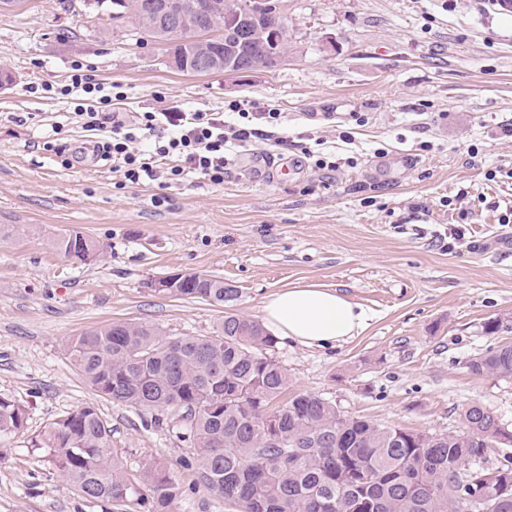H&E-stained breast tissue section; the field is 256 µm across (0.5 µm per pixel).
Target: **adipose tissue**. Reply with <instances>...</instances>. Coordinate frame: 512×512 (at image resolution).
<instances>
[{
    "mask_svg": "<svg viewBox=\"0 0 512 512\" xmlns=\"http://www.w3.org/2000/svg\"><path fill=\"white\" fill-rule=\"evenodd\" d=\"M262 313L265 327L280 338L315 348L346 342L364 330L367 320L360 305L318 284L272 293Z\"/></svg>",
    "mask_w": 512,
    "mask_h": 512,
    "instance_id": "ef3b65f1",
    "label": "adipose tissue"
}]
</instances>
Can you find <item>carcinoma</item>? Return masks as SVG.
I'll return each instance as SVG.
<instances>
[{
    "label": "carcinoma",
    "instance_id": "cac0c4a2",
    "mask_svg": "<svg viewBox=\"0 0 512 512\" xmlns=\"http://www.w3.org/2000/svg\"><path fill=\"white\" fill-rule=\"evenodd\" d=\"M271 22L278 0H229ZM60 255L92 260L72 234L53 238ZM224 280L190 274L173 295L217 304L239 299ZM276 336L259 321L230 313L210 336H170L139 323H112L71 338L67 350L99 396L139 411H170L188 441L197 484L231 512H482L458 479L481 469L512 430L479 404L462 408L464 431L430 433L344 414L307 392L287 400L288 370L275 357ZM474 376L512 377V344L466 363ZM24 408L0 396V437L25 423ZM39 448L56 475L83 497L115 512H168L183 494L170 466L129 467L112 447V428L90 405L54 421ZM483 490L492 512H512V457L495 462Z\"/></svg>",
    "mask_w": 512,
    "mask_h": 512
}]
</instances>
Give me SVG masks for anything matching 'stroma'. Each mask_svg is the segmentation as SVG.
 Listing matches in <instances>:
<instances>
[{
	"mask_svg": "<svg viewBox=\"0 0 512 512\" xmlns=\"http://www.w3.org/2000/svg\"><path fill=\"white\" fill-rule=\"evenodd\" d=\"M291 51L280 67L188 74L167 47L112 22L94 0H15L0 10V396L23 406L21 429L0 438V512H112L53 475L34 441L48 424L92 404L128 465L161 457L184 493L170 512H229L181 466L186 442L169 421L99 397L66 353L73 336L114 322L173 336L212 334L225 314L261 319L271 293L321 284L368 315L336 347L279 341L289 392L345 414L430 433L459 432L475 403L512 427V378L472 375L466 363L512 343V10L495 0H279ZM122 84L121 111L155 107L157 94L200 110L248 100L282 112L287 150L258 140L233 149L220 186L191 177L171 186L117 188L93 157L67 166L90 135L64 84L72 60ZM438 121H430V114ZM24 116V125L11 123ZM335 159L314 168L306 151ZM294 168L277 179L281 158ZM495 180H485L486 171ZM468 189L457 199L460 189ZM464 227L466 243L449 249ZM80 233L101 246L79 263L50 237ZM201 273L239 288L217 304L152 291L151 280ZM501 318L503 329L484 325Z\"/></svg>",
	"mask_w": 512,
	"mask_h": 512,
	"instance_id": "obj_1",
	"label": "stroma"
}]
</instances>
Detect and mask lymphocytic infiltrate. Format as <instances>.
<instances>
[{
	"label": "lymphocytic infiltrate",
	"instance_id": "f902f5d3",
	"mask_svg": "<svg viewBox=\"0 0 512 512\" xmlns=\"http://www.w3.org/2000/svg\"><path fill=\"white\" fill-rule=\"evenodd\" d=\"M62 96H77L74 117L87 131H104L108 137L94 142L96 158L111 162L113 172L123 182L177 184L191 175L201 176L214 185L224 182L229 164L228 149L256 139L271 138L276 145H287L284 137H273L281 114L267 107L255 109L252 102H229L228 112L237 114L239 123L229 124L225 113L204 112L186 105H164L134 116L112 109L122 100V92L85 73L81 62H72L65 84L56 89Z\"/></svg>",
	"mask_w": 512,
	"mask_h": 512
}]
</instances>
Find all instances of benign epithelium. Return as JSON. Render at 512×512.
<instances>
[{"label":"benign epithelium","instance_id":"1","mask_svg":"<svg viewBox=\"0 0 512 512\" xmlns=\"http://www.w3.org/2000/svg\"><path fill=\"white\" fill-rule=\"evenodd\" d=\"M138 26L154 32L183 34L184 40L197 43L194 66L183 64L174 44L167 55V64L180 72L206 73L221 69L232 73L238 68H276L288 60V53L262 47V55L241 56L243 44L256 38L259 31L258 17L254 15L232 16L224 12V5L215 0H150L146 9L138 15ZM224 42V62L218 65L210 57L207 44L213 37Z\"/></svg>","mask_w":512,"mask_h":512}]
</instances>
